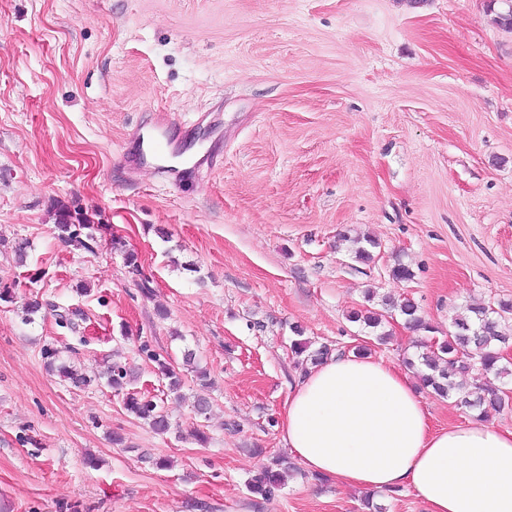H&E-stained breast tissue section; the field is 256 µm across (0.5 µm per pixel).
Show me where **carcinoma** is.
<instances>
[{"instance_id":"obj_1","label":"carcinoma","mask_w":512,"mask_h":512,"mask_svg":"<svg viewBox=\"0 0 512 512\" xmlns=\"http://www.w3.org/2000/svg\"><path fill=\"white\" fill-rule=\"evenodd\" d=\"M90 224L82 215L62 205L56 214L55 229L57 237L65 243H71L88 251L93 250L94 237L86 232ZM354 250L355 259L369 262L373 259L372 249L377 243L369 238H356ZM129 272L140 277L139 286L144 294L150 293V280L142 276V268L137 257L130 254L126 258ZM376 293L372 289L365 291L364 299L368 304L365 310H356L349 314V320L364 324L367 328L376 329L383 324L385 315L374 310ZM383 310H398L404 316L405 322L413 330H422L428 336L421 340L417 359L405 360L407 366L413 368L417 365L423 367L420 373L422 386L432 393L442 396H454L458 406L465 410L479 409L487 413L491 408L501 411L512 406V399L506 394V388L499 381L512 376V369L502 364L499 345L508 343L509 334L506 324L512 315V301H499L490 305L470 306L468 314L458 315L453 320V330L448 332L442 340H434L430 336L433 327L420 314L418 306L406 298L400 302L389 297L381 299ZM296 339L292 340L290 349L295 358V365L307 370L328 358L332 353L331 347L326 343L316 342L303 337V329L292 327ZM44 356L48 365L54 368L59 376L66 378L76 387H88L93 379L78 375L71 367L64 363H57L59 351L54 348L44 349ZM158 372L169 379V390L176 391L181 387L182 379L179 369L195 374L200 386L208 387L207 371L198 365L197 354L194 350L186 348L181 352V360L154 358ZM106 384L115 393H120L130 382L128 369L117 363L103 372ZM125 409L137 418L147 421L158 433L165 434L171 429V422L163 406L153 397L142 396L136 393H126L124 398ZM282 461L273 459L272 465L266 467L249 483L250 491L266 497L281 485Z\"/></svg>"}]
</instances>
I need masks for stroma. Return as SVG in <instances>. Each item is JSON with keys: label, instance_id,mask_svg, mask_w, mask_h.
I'll use <instances>...</instances> for the list:
<instances>
[{"label": "stroma", "instance_id": "1", "mask_svg": "<svg viewBox=\"0 0 512 512\" xmlns=\"http://www.w3.org/2000/svg\"><path fill=\"white\" fill-rule=\"evenodd\" d=\"M502 8L0 0V284L15 288L0 302V512H362L364 491L305 471L268 497L248 482L288 455L292 326L400 367L422 334L395 312L387 342L365 335L348 314L366 289L412 298L440 337L468 306L512 300ZM164 118L166 162L125 166ZM63 204L95 252L58 240ZM358 235L372 261L355 260ZM399 263L412 280L393 278ZM67 308L86 316L78 332L57 323ZM48 347L90 375L133 368L171 432L49 371ZM187 347L212 382L204 424L194 377L170 392L153 361Z\"/></svg>", "mask_w": 512, "mask_h": 512}]
</instances>
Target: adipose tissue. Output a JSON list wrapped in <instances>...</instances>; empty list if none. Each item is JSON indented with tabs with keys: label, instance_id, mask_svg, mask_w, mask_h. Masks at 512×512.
Segmentation results:
<instances>
[{
	"label": "adipose tissue",
	"instance_id": "1",
	"mask_svg": "<svg viewBox=\"0 0 512 512\" xmlns=\"http://www.w3.org/2000/svg\"><path fill=\"white\" fill-rule=\"evenodd\" d=\"M281 430L319 478L410 490L427 512H512V429L433 427L410 376L370 356L334 355L297 374Z\"/></svg>",
	"mask_w": 512,
	"mask_h": 512
}]
</instances>
